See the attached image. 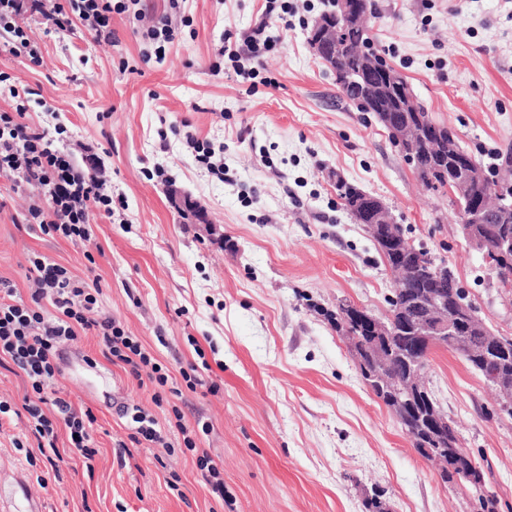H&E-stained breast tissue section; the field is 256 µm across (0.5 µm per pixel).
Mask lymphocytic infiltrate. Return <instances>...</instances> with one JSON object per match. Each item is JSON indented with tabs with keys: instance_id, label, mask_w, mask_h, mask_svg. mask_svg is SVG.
I'll use <instances>...</instances> for the list:
<instances>
[{
	"instance_id": "lymphocytic-infiltrate-1",
	"label": "lymphocytic infiltrate",
	"mask_w": 512,
	"mask_h": 512,
	"mask_svg": "<svg viewBox=\"0 0 512 512\" xmlns=\"http://www.w3.org/2000/svg\"><path fill=\"white\" fill-rule=\"evenodd\" d=\"M27 9L41 13L49 30L67 31L78 21L99 36L110 31L113 14L125 12L127 4L125 0H54L50 5L45 0H0V35L9 52L36 63L40 50L18 23ZM0 97L11 102L10 110L0 112V176L39 189L21 213L20 223L28 230L74 243L91 240L92 210H112V185L101 174L99 158L90 155L84 163H77L68 148L56 145L48 129L27 122L29 97L3 72ZM28 262L29 296H21L9 281L0 279V366L13 364L29 385L22 408L37 449L26 452L28 464H35L36 453L56 451L61 425L70 435L72 455L89 462L97 453L92 411L73 406L53 389L59 352L79 337L96 336L108 361L128 371L139 387H153L155 404H162L165 394L177 396L182 389L196 388L197 378L189 376L177 383L137 337L114 318L101 314L98 276L77 277L39 254Z\"/></svg>"
}]
</instances>
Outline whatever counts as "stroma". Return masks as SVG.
Instances as JSON below:
<instances>
[{
	"label": "stroma",
	"instance_id": "stroma-1",
	"mask_svg": "<svg viewBox=\"0 0 512 512\" xmlns=\"http://www.w3.org/2000/svg\"><path fill=\"white\" fill-rule=\"evenodd\" d=\"M300 23L267 19L277 49L256 78L225 69V40L263 19L266 0H139L112 17L111 40L82 27L58 35L38 15L19 22L41 65L0 44V72L39 92L27 119L61 124L98 153L123 206L91 214L101 308L171 373L196 365L197 391L156 406L96 337L63 347L55 386L97 418L92 467L59 435L54 470L29 465L0 432V495L44 512H365L372 490L394 512H472L463 490L413 447L396 417L365 386L349 345L326 318L346 301L385 313L396 279L363 225L339 199L344 179L380 198L404 235L447 263L490 330L512 336V294L464 241L447 191L422 186L370 112L337 102L331 72L308 35L327 0H294ZM370 34L432 118L452 128L482 164L512 151V0H372ZM178 29L161 61L143 62L152 16ZM52 105L47 116L44 105ZM189 124L224 146V175L197 162L172 127ZM34 190L0 177V278L26 292L38 253L84 275L85 246L14 224ZM189 195L210 219L181 207ZM427 378L460 443L485 471L498 512H512V417L458 353L436 349ZM218 392H209L211 384ZM137 406L169 432V447H136L119 460L129 429L113 405ZM204 422L196 450L170 431L172 407ZM224 469L216 499L197 449ZM45 483H38V476Z\"/></svg>",
	"mask_w": 512,
	"mask_h": 512
}]
</instances>
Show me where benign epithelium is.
<instances>
[{"label":"benign epithelium","mask_w":512,"mask_h":512,"mask_svg":"<svg viewBox=\"0 0 512 512\" xmlns=\"http://www.w3.org/2000/svg\"><path fill=\"white\" fill-rule=\"evenodd\" d=\"M357 12L355 0H336L332 14H320L313 21L310 47L327 68L335 69L336 54L345 48L342 35L347 28L360 22ZM336 80L359 91L362 100L376 113L392 140L401 148L413 149L420 142L431 155L436 154L441 158L448 154L457 155L448 132L421 116V109L415 105L412 89L401 72L393 69L377 72L371 63L364 61L354 70L336 73ZM390 89L399 93V105L403 113L400 120L392 119L385 110L384 94ZM455 166L456 176L448 181L447 189L458 206L462 237L472 248L482 253L489 266L497 269L500 262L512 255V234L499 233L495 225L498 216L512 209V197L501 194L491 200L486 196H473V189L483 184L484 172L478 165L463 158L457 159ZM356 208L358 222L366 225L376 245L402 257L403 262L398 267L400 274L415 275L424 268L436 280L448 274V268L435 265L430 254L415 247L396 232L393 219L378 198L363 192L356 201ZM425 307L427 314L412 322L415 342L405 351L407 376L401 382L394 376L395 357L381 345V341L387 342L395 335L397 322L394 314L388 311L376 316L363 307L345 305L343 318L349 343L354 345L360 341L358 328L362 325L371 339L373 373L370 374L367 387L377 386L387 390L388 408L396 415L406 414L414 399L428 394L426 357L433 348L443 347L464 353L466 346L462 337L473 332L488 336L481 357L488 359L492 353L505 348L502 338L491 335L471 303L462 299L450 305L444 291L433 290L427 293ZM495 389L500 410L512 415V384L505 385L497 380ZM425 423L430 433L442 443L448 441V436L453 434V427L447 417L434 409L429 410L425 416ZM464 454L465 451L460 448L458 441L448 448L446 468L453 473L452 481L460 487L466 483L471 485L479 495L488 494L483 480L469 472L457 471L456 459Z\"/></svg>","instance_id":"1"}]
</instances>
